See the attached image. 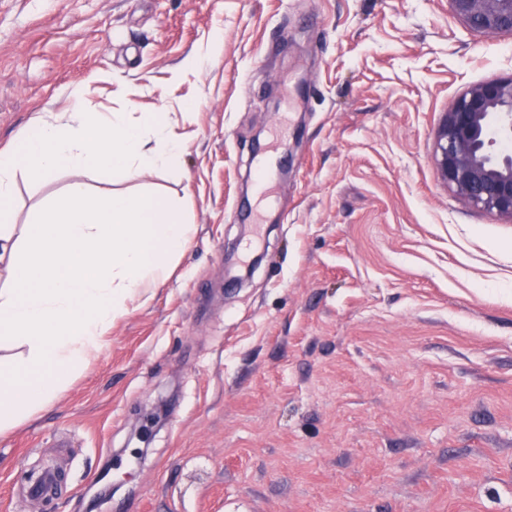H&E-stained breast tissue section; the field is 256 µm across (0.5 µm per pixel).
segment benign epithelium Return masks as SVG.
<instances>
[{"instance_id": "1", "label": "benign epithelium", "mask_w": 512, "mask_h": 512, "mask_svg": "<svg viewBox=\"0 0 512 512\" xmlns=\"http://www.w3.org/2000/svg\"><path fill=\"white\" fill-rule=\"evenodd\" d=\"M457 16L486 34L512 36V0H450ZM512 75L471 87L443 113L434 160L465 203L512 220Z\"/></svg>"}]
</instances>
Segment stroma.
<instances>
[{"mask_svg":"<svg viewBox=\"0 0 512 512\" xmlns=\"http://www.w3.org/2000/svg\"><path fill=\"white\" fill-rule=\"evenodd\" d=\"M510 75L450 0H0V147L77 87L167 113L181 162L139 183L195 226L0 435V512H512V221L434 164L442 113ZM76 177H18L17 224Z\"/></svg>","mask_w":512,"mask_h":512,"instance_id":"stroma-1","label":"stroma"}]
</instances>
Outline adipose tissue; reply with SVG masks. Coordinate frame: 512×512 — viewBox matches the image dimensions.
<instances>
[{
  "instance_id": "1",
  "label": "adipose tissue",
  "mask_w": 512,
  "mask_h": 512,
  "mask_svg": "<svg viewBox=\"0 0 512 512\" xmlns=\"http://www.w3.org/2000/svg\"><path fill=\"white\" fill-rule=\"evenodd\" d=\"M76 105L38 117L0 149V432L23 424L89 363L136 296L164 282L194 231L180 206L154 190L102 193L71 182L59 203L14 223L18 175L36 183L63 170L129 181L178 168L184 147L163 112L127 117Z\"/></svg>"
}]
</instances>
